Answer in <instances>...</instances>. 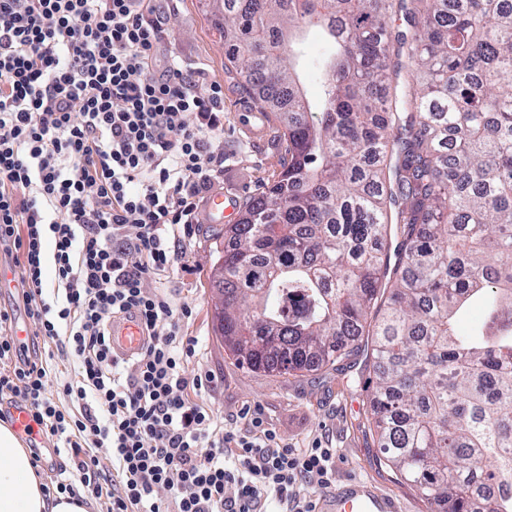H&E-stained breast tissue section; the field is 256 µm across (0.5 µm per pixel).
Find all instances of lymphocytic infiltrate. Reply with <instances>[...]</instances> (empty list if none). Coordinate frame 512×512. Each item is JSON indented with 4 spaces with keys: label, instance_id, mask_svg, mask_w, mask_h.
Listing matches in <instances>:
<instances>
[{
    "label": "lymphocytic infiltrate",
    "instance_id": "1",
    "mask_svg": "<svg viewBox=\"0 0 512 512\" xmlns=\"http://www.w3.org/2000/svg\"><path fill=\"white\" fill-rule=\"evenodd\" d=\"M153 0H0V262L44 344L74 378L15 343L0 312V400L44 444L89 449L77 469L107 512H316L336 451L288 446L258 407L236 425L198 402L187 306L157 279L186 256L198 204L224 175V92L166 51ZM134 319L131 358L109 324ZM117 472L95 478L96 449ZM38 341H39V350L37 348V345H35V350L37 352V356L39 358L42 357L44 365H45V359H46L49 369H52V377H54L55 372L57 373V376H58L59 375L58 371L64 372L65 376L67 374H69L71 376L74 375V363L72 362V360L70 358H69V360H67L66 355L64 353H62L61 350L58 351L56 349V347L54 345H52V348H50V350L54 351V357L52 359H49L47 356V352H48L47 347H46V353H45L42 341L41 342H40V340H38Z\"/></svg>",
    "mask_w": 512,
    "mask_h": 512
}]
</instances>
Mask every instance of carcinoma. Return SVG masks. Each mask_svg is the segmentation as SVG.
Segmentation results:
<instances>
[{
	"label": "carcinoma",
	"mask_w": 512,
	"mask_h": 512,
	"mask_svg": "<svg viewBox=\"0 0 512 512\" xmlns=\"http://www.w3.org/2000/svg\"><path fill=\"white\" fill-rule=\"evenodd\" d=\"M206 2L278 152L212 234L216 335L271 377L371 338L379 463L431 512H512V7ZM310 29L326 42L315 102L298 71ZM474 304L484 321L463 334Z\"/></svg>",
	"instance_id": "1"
}]
</instances>
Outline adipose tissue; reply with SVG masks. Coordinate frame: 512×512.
I'll use <instances>...</instances> for the list:
<instances>
[{
	"label": "adipose tissue",
	"instance_id": "adipose-tissue-1",
	"mask_svg": "<svg viewBox=\"0 0 512 512\" xmlns=\"http://www.w3.org/2000/svg\"><path fill=\"white\" fill-rule=\"evenodd\" d=\"M0 512H86L72 495H46L27 450L9 424L0 422Z\"/></svg>",
	"mask_w": 512,
	"mask_h": 512
}]
</instances>
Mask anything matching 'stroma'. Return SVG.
<instances>
[{
    "instance_id": "obj_1",
    "label": "stroma",
    "mask_w": 512,
    "mask_h": 512,
    "mask_svg": "<svg viewBox=\"0 0 512 512\" xmlns=\"http://www.w3.org/2000/svg\"><path fill=\"white\" fill-rule=\"evenodd\" d=\"M157 16L170 33V50L188 66L205 67L210 80L224 91V178L218 188L234 206L255 194L274 161L272 126L242 95L235 79L224 72V43L204 10V0H160ZM206 214H199L187 236L185 264L160 276V285L177 303L188 305L192 313L183 321L186 335L198 337L200 344L190 358L189 374L208 373L218 385L202 393L206 406L222 413L232 423L246 405L259 406L269 426L289 445L305 447L314 436H324L338 453L336 482L361 479L391 496L397 512H427L412 491L401 487L393 474L378 461V448L368 428L369 395L358 384L365 375L369 347H362L352 360L336 368L305 372L297 376L269 377L240 368L224 349L214 332L212 290L208 276L213 255L208 243ZM76 457L64 448L43 454L35 470L44 485H69L81 497L88 512H106L105 499L91 496L76 470Z\"/></svg>"
}]
</instances>
